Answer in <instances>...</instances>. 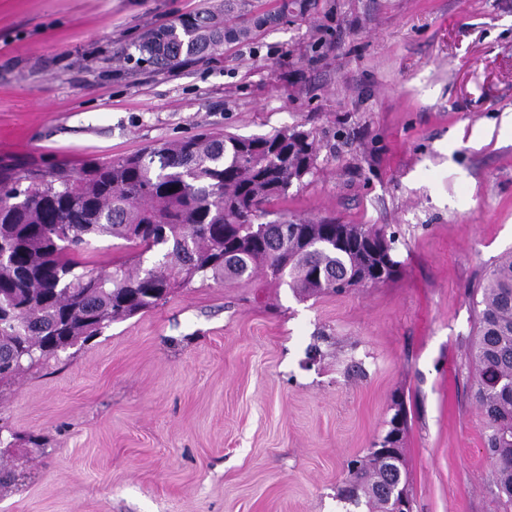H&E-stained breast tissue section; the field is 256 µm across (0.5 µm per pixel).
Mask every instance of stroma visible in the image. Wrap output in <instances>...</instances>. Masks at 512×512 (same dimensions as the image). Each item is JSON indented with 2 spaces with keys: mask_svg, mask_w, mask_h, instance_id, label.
<instances>
[{
  "mask_svg": "<svg viewBox=\"0 0 512 512\" xmlns=\"http://www.w3.org/2000/svg\"><path fill=\"white\" fill-rule=\"evenodd\" d=\"M215 0H0V166L82 167L204 129L314 132L268 220L395 232L394 280L300 299L263 275L194 282L0 389V512H358L345 463L393 396L413 512H512L469 348L512 250V0H262L252 40L171 70L141 35Z\"/></svg>",
  "mask_w": 512,
  "mask_h": 512,
  "instance_id": "1",
  "label": "stroma"
}]
</instances>
